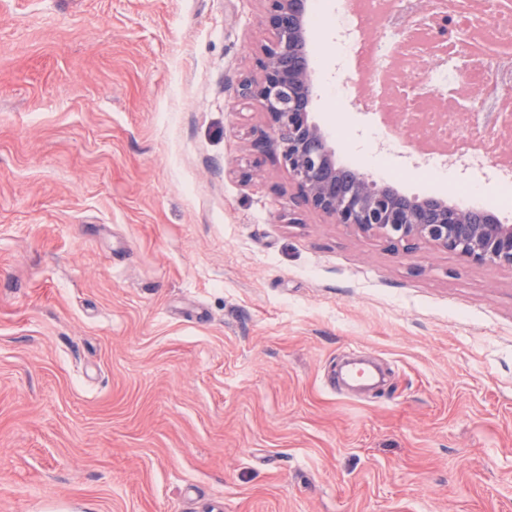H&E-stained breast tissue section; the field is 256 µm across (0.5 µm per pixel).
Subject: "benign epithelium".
Here are the masks:
<instances>
[{
    "label": "benign epithelium",
    "instance_id": "obj_1",
    "mask_svg": "<svg viewBox=\"0 0 512 512\" xmlns=\"http://www.w3.org/2000/svg\"><path fill=\"white\" fill-rule=\"evenodd\" d=\"M261 2L271 40L261 48L259 73L242 79L235 95L259 104L264 128L253 131L251 147L279 158L297 202L406 252L425 244L471 263L512 269V224L463 203L410 198L370 173L337 163L335 148L310 111L311 67L298 52L306 0Z\"/></svg>",
    "mask_w": 512,
    "mask_h": 512
}]
</instances>
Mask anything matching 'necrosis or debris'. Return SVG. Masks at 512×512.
<instances>
[{"label": "necrosis or debris", "instance_id": "4bbe7bcc", "mask_svg": "<svg viewBox=\"0 0 512 512\" xmlns=\"http://www.w3.org/2000/svg\"><path fill=\"white\" fill-rule=\"evenodd\" d=\"M400 15L390 12V0H365L357 15L341 14L338 28L375 32L386 28V47L369 46L365 54L375 78V96L384 111L396 113L412 136L441 140L455 129L476 138L511 111L503 87L512 85V0H402ZM500 14L498 26L488 27L487 13ZM468 54L467 71L453 76L434 74L428 63L436 57L456 59ZM414 67L415 77L388 91L386 76L394 60Z\"/></svg>", "mask_w": 512, "mask_h": 512}]
</instances>
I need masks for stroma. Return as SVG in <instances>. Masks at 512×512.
Instances as JSON below:
<instances>
[{
    "mask_svg": "<svg viewBox=\"0 0 512 512\" xmlns=\"http://www.w3.org/2000/svg\"><path fill=\"white\" fill-rule=\"evenodd\" d=\"M260 0H0V512H512V270L282 194ZM336 160L418 158L309 39ZM251 180H243L242 171ZM512 224L489 164L401 193ZM359 351L368 396L327 388Z\"/></svg>",
    "mask_w": 512,
    "mask_h": 512,
    "instance_id": "1",
    "label": "stroma"
}]
</instances>
